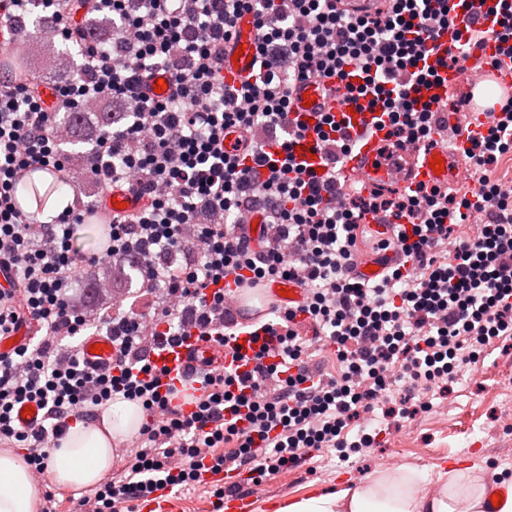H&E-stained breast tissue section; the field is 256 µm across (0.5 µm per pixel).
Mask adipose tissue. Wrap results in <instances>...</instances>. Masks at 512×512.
Here are the masks:
<instances>
[{"label":"adipose tissue","mask_w":512,"mask_h":512,"mask_svg":"<svg viewBox=\"0 0 512 512\" xmlns=\"http://www.w3.org/2000/svg\"><path fill=\"white\" fill-rule=\"evenodd\" d=\"M142 423L138 403L121 400L105 409L93 423L69 428L49 463L52 482L64 489L97 484L110 471L116 443L136 433ZM412 469L376 474L365 481L343 483L329 494L290 501L277 512H487L489 489L479 463L439 466L431 494L417 491ZM41 493L28 476L16 449H0V512H39Z\"/></svg>","instance_id":"ef3b65f1"}]
</instances>
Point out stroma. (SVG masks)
Segmentation results:
<instances>
[{
    "label": "stroma",
    "mask_w": 512,
    "mask_h": 512,
    "mask_svg": "<svg viewBox=\"0 0 512 512\" xmlns=\"http://www.w3.org/2000/svg\"><path fill=\"white\" fill-rule=\"evenodd\" d=\"M103 264L91 266L78 285L79 303H120L146 307L150 294L139 282L114 276L105 295H89L102 277ZM512 391V338L492 343L484 358L462 365L453 382L435 385L428 409L384 416L382 409L361 420L375 433V447L340 461L335 450L314 453L303 466L271 476L263 485L255 512H276L290 499L336 487L339 479H362L401 468L417 471L434 484L437 464L481 461L488 486H512V427L504 425L508 409L504 391Z\"/></svg>",
    "instance_id": "1"
}]
</instances>
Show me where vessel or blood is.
<instances>
[{"mask_svg":"<svg viewBox=\"0 0 512 512\" xmlns=\"http://www.w3.org/2000/svg\"><path fill=\"white\" fill-rule=\"evenodd\" d=\"M483 0H469L466 7L457 9L455 27L438 39L440 51L454 49L455 33L471 27L489 31L493 21ZM256 53V29L250 15L241 16L235 26V35L228 54L224 56V81L238 86L250 81L253 67L250 56ZM442 83L431 88L434 110L441 112L442 121L434 124L429 147L418 143H390L387 131L376 120L373 112L364 110L353 113L354 125L346 133L353 147L338 171V180L345 189L362 193L402 192L425 186L445 190L452 188L465 191L473 185L465 178L466 155L473 142L497 116L503 98L512 97V59L499 56L498 43L487 37L474 46L468 65L442 71ZM464 87L468 90L466 102H458L448 96L449 91ZM288 120L291 125H304L317 118L319 113L331 112L336 116L349 114L346 81L327 78H311L296 83L291 92ZM444 160L443 172H436L430 163L433 157ZM125 203L127 211H134L141 202L126 192L115 190L111 198L99 208L94 219L97 223H109L116 209L115 202ZM224 296L230 305L248 317L257 319L265 315L271 305L292 307L303 300V290L295 283L261 282L254 287L238 284L234 277L224 280ZM101 344L100 353H93L94 344ZM251 352L247 334H240L231 348H224L186 337L182 344L167 347L156 355L158 365L167 367L169 373L163 382L171 391L173 404L179 405L184 414L195 410L194 400L200 394V383L189 381L191 367L213 361L228 369H236L237 355ZM81 357L91 363H108L112 360V347L108 337L98 334L86 336L79 347ZM256 496L248 490L226 496L223 512H254Z\"/></svg>","mask_w":512,"mask_h":512,"instance_id":"b4317fda","label":"vessel or blood"}]
</instances>
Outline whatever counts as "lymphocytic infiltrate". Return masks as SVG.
<instances>
[{
  "instance_id": "lymphocytic-infiltrate-1",
  "label": "lymphocytic infiltrate",
  "mask_w": 512,
  "mask_h": 512,
  "mask_svg": "<svg viewBox=\"0 0 512 512\" xmlns=\"http://www.w3.org/2000/svg\"><path fill=\"white\" fill-rule=\"evenodd\" d=\"M35 8L48 13L57 40L78 42L83 28L62 0H0V36L23 37ZM92 10L111 18L112 35L80 42L78 75L54 94L64 112L111 99L112 128L95 138L86 169L100 196L119 187L145 202L113 216L106 255L76 249L82 209L37 224L18 205L23 170L69 167L54 136L56 111L31 82L0 81V275L8 282L0 336L39 334L0 355V445L22 449L29 469L47 475L72 423L125 399L141 406L144 422L120 474L78 507L124 512L129 502L201 484L206 471L220 500L224 474L236 473L233 488L258 486L312 452L333 448L345 460L371 447V435L348 436L361 413L397 385L413 393L452 377L459 361L512 336V186L485 173L512 154V98L475 142L476 184L463 194L345 190L336 173L350 144L335 117L316 128V167L297 159L301 134L288 125L296 81L341 80L353 64L362 73L354 104L381 109L391 136L427 141L432 104L415 93L435 69L460 62L430 51L453 22L451 0H388L364 15L339 11L336 0H92ZM244 13L254 19L258 73L239 89L224 81V53ZM160 75L169 79L163 95L151 86ZM232 127L247 135L239 154L224 149ZM253 215L261 218L256 239L240 230ZM369 215L393 227L374 247L386 271L373 283L351 275ZM461 224L476 225L473 239L454 237ZM105 256L139 266L156 293L149 310L93 316L74 307V284ZM231 274L293 281L305 299L274 308L252 331L264 344L251 371L199 369L204 393L187 416L162 393L166 370L153 356L193 333L228 344L237 326L224 297ZM300 314L334 348L339 376L311 373ZM91 330L111 336V366L81 361L74 340ZM27 403L39 422H19Z\"/></svg>"
}]
</instances>
